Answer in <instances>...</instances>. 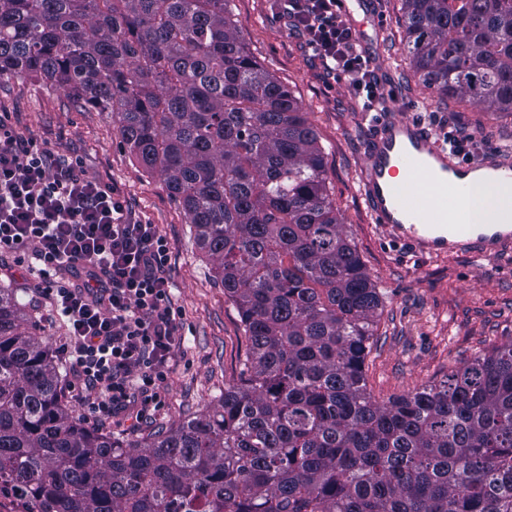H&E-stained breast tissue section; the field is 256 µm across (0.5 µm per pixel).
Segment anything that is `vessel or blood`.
Instances as JSON below:
<instances>
[{"mask_svg": "<svg viewBox=\"0 0 512 512\" xmlns=\"http://www.w3.org/2000/svg\"><path fill=\"white\" fill-rule=\"evenodd\" d=\"M483 172L489 199L470 176ZM361 196L375 223L421 255L489 257L512 245V151L460 160L422 123L381 119L365 146Z\"/></svg>", "mask_w": 512, "mask_h": 512, "instance_id": "b4317fda", "label": "vessel or blood"}]
</instances>
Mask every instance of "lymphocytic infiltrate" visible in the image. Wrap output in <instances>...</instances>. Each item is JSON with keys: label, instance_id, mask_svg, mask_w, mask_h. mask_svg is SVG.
Returning <instances> with one entry per match:
<instances>
[{"label": "lymphocytic infiltrate", "instance_id": "obj_1", "mask_svg": "<svg viewBox=\"0 0 512 512\" xmlns=\"http://www.w3.org/2000/svg\"><path fill=\"white\" fill-rule=\"evenodd\" d=\"M276 2L325 74L348 80L363 110L375 111L385 88L340 0ZM168 253L117 188L79 161L53 160L0 117V258L29 255L37 293L67 327L74 396L99 417L139 421L159 404L179 343Z\"/></svg>", "mask_w": 512, "mask_h": 512}]
</instances>
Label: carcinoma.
Instances as JSON below:
<instances>
[{
  "instance_id": "1",
  "label": "carcinoma",
  "mask_w": 512,
  "mask_h": 512,
  "mask_svg": "<svg viewBox=\"0 0 512 512\" xmlns=\"http://www.w3.org/2000/svg\"><path fill=\"white\" fill-rule=\"evenodd\" d=\"M229 0H0V74L112 113L235 305L248 347L218 405L141 446L78 422L0 286V480L38 512H512V344L387 403L364 361L381 294L292 91ZM427 89L512 112V0H401Z\"/></svg>"
}]
</instances>
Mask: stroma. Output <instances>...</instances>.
Masks as SVG:
<instances>
[{
	"label": "stroma",
	"instance_id": "1",
	"mask_svg": "<svg viewBox=\"0 0 512 512\" xmlns=\"http://www.w3.org/2000/svg\"><path fill=\"white\" fill-rule=\"evenodd\" d=\"M228 8L250 54L288 85L323 150L329 194L345 229L379 289L384 308L364 372L369 391L385 400L444 380L474 357L512 344V246L477 259L466 253L422 256L390 240L375 224L360 194L362 155L374 126L345 84L324 76L301 39L276 16L274 0H230ZM381 23L360 38L367 55L394 87L386 113L417 118L437 113L465 130L512 148V113L489 112L456 100L430 98L403 51L405 20L399 0H375ZM0 114L52 153L79 161L88 175L121 190L129 205L169 242L171 293L181 343L160 389V404L139 425L102 419L87 405L70 402L74 417L90 429L130 443L177 427L216 405L236 382L247 339L236 308L198 249L183 211L160 178L121 145L110 113L74 103L67 90L29 79L0 78ZM0 284L29 302L35 281L26 263L0 260ZM52 348L65 327L48 308L31 306Z\"/></svg>",
	"mask_w": 512,
	"mask_h": 512
}]
</instances>
